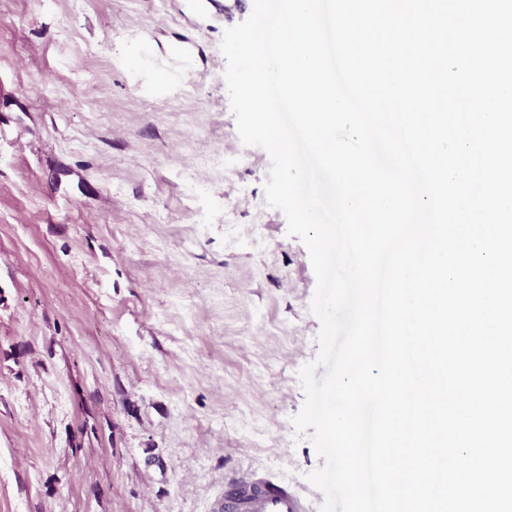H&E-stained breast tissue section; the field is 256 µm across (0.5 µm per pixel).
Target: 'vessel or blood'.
Returning a JSON list of instances; mask_svg holds the SVG:
<instances>
[{
  "mask_svg": "<svg viewBox=\"0 0 512 512\" xmlns=\"http://www.w3.org/2000/svg\"><path fill=\"white\" fill-rule=\"evenodd\" d=\"M212 512H310L288 482L268 470L247 467L225 474L224 494Z\"/></svg>",
  "mask_w": 512,
  "mask_h": 512,
  "instance_id": "obj_1",
  "label": "vessel or blood"
}]
</instances>
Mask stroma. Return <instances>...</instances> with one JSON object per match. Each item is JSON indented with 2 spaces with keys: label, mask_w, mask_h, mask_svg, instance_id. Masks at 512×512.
Listing matches in <instances>:
<instances>
[{
  "label": "stroma",
  "mask_w": 512,
  "mask_h": 512,
  "mask_svg": "<svg viewBox=\"0 0 512 512\" xmlns=\"http://www.w3.org/2000/svg\"><path fill=\"white\" fill-rule=\"evenodd\" d=\"M252 8L0 0V512H209L246 466L320 512L316 278L220 50Z\"/></svg>",
  "instance_id": "1"
}]
</instances>
